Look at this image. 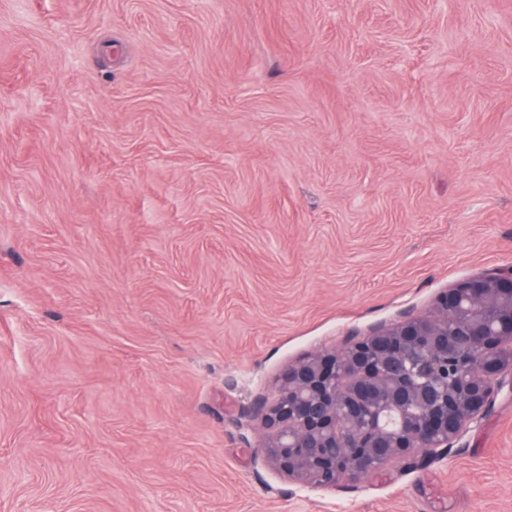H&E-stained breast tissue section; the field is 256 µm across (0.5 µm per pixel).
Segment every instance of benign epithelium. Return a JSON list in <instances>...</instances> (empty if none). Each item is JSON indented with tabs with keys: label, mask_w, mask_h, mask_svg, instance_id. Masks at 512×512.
Masks as SVG:
<instances>
[{
	"label": "benign epithelium",
	"mask_w": 512,
	"mask_h": 512,
	"mask_svg": "<svg viewBox=\"0 0 512 512\" xmlns=\"http://www.w3.org/2000/svg\"><path fill=\"white\" fill-rule=\"evenodd\" d=\"M512 373V269L441 291L431 309L290 365L253 410L278 466L335 488L447 456Z\"/></svg>",
	"instance_id": "benign-epithelium-1"
}]
</instances>
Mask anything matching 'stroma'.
Instances as JSON below:
<instances>
[{
	"mask_svg": "<svg viewBox=\"0 0 512 512\" xmlns=\"http://www.w3.org/2000/svg\"><path fill=\"white\" fill-rule=\"evenodd\" d=\"M512 268V0H0V512H512V388L302 487L288 366Z\"/></svg>",
	"mask_w": 512,
	"mask_h": 512,
	"instance_id": "35a3bbf8",
	"label": "stroma"
}]
</instances>
